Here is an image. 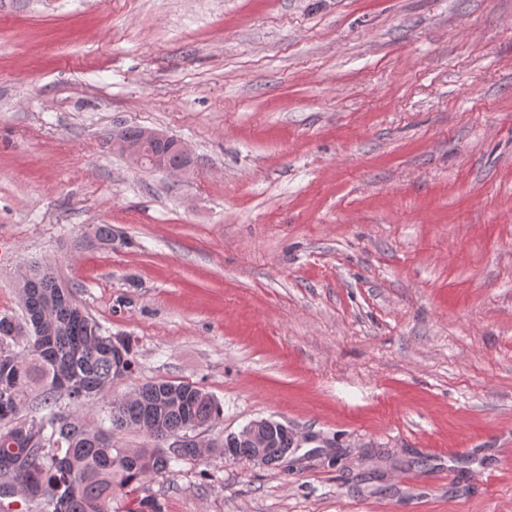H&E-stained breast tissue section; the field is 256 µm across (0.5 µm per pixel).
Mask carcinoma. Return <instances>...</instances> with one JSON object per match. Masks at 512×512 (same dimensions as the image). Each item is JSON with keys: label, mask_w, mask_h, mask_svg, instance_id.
I'll use <instances>...</instances> for the list:
<instances>
[{"label": "carcinoma", "mask_w": 512, "mask_h": 512, "mask_svg": "<svg viewBox=\"0 0 512 512\" xmlns=\"http://www.w3.org/2000/svg\"><path fill=\"white\" fill-rule=\"evenodd\" d=\"M127 146L147 155L141 130L122 132ZM110 224H96L83 239L88 248L110 249ZM23 320L0 315V482L25 503L24 512H112L122 491L137 490L152 474L202 454L197 443L176 454L166 447L174 434L201 433L223 414L220 403L183 382L153 380L122 398H112V335L103 331L73 299L49 266L32 265L19 283ZM32 398L28 411L23 403ZM103 403L111 429H96L65 406ZM147 435L151 448H119L116 431ZM268 465L280 462L294 446L284 429L266 432ZM223 455L249 458L247 439L230 434ZM80 489L70 491L71 477Z\"/></svg>", "instance_id": "carcinoma-1"}]
</instances>
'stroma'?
I'll return each mask as SVG.
<instances>
[{
    "mask_svg": "<svg viewBox=\"0 0 512 512\" xmlns=\"http://www.w3.org/2000/svg\"><path fill=\"white\" fill-rule=\"evenodd\" d=\"M34 263L130 337L113 397L221 403L159 512H512V0H0V314ZM260 419L282 467L220 454ZM142 130V138L146 143H153L158 145L171 144L172 148L176 150V152L180 155V157L185 158L188 162L187 164H179L178 166L171 165L167 160L163 157H158L153 160V168L163 169L168 172L178 173L180 175H189L193 170V154L190 146L177 138H173L167 136L157 130L148 128V127H140ZM139 126H131L125 129L122 132V136L127 146L131 149H127L121 135L116 138H111L113 148L123 151V153L129 155L133 158L134 152L133 150H139L145 153L147 156L150 154L156 155L158 153L157 149L154 146H144V143L141 139V130ZM114 233L108 224H95L91 232L83 239L81 244L88 248L111 249Z\"/></svg>",
    "mask_w": 512,
    "mask_h": 512,
    "instance_id": "obj_1",
    "label": "stroma"
}]
</instances>
